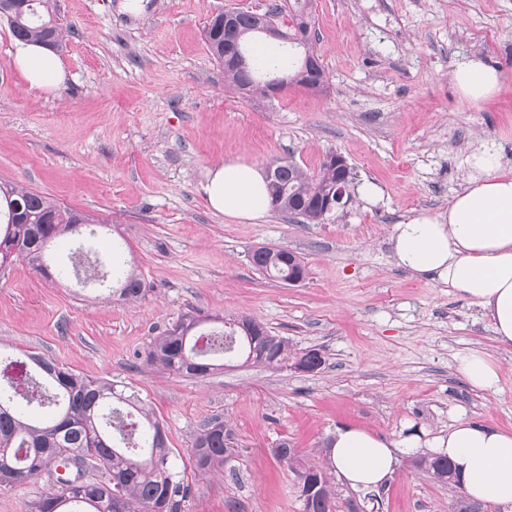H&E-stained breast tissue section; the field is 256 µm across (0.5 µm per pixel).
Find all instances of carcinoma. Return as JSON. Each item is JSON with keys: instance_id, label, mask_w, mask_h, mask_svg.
<instances>
[{"instance_id": "cac0c4a2", "label": "carcinoma", "mask_w": 512, "mask_h": 512, "mask_svg": "<svg viewBox=\"0 0 512 512\" xmlns=\"http://www.w3.org/2000/svg\"><path fill=\"white\" fill-rule=\"evenodd\" d=\"M315 0H277L263 13L241 11L231 27L221 16L207 23L204 38L210 54L224 65V83L243 98L266 97L278 86L285 70L258 62L257 47L265 44L266 30L279 28L282 43L302 57L317 55L313 13ZM0 18L12 35L25 42L64 45L63 27L56 20L54 0H0ZM298 84L318 90L326 85L323 65L306 72ZM267 177L271 207L297 216L304 224L325 220L324 204L335 196L342 172L324 158L310 171L294 161L272 160ZM88 216L61 208L51 197L20 186L0 184V265L24 259L37 271H46L49 244L65 234L95 235ZM288 249L259 246L250 254L252 265L263 275L286 280L291 272L308 275L306 263L296 258L289 266ZM123 300L145 295L143 281L130 273L115 289ZM203 320L186 315L154 337L143 363L188 377H201L218 368L216 360L237 356L243 362L282 370L297 361L300 350L288 338L277 336L248 316H232L223 327L204 328ZM24 401L46 408L44 417L32 420L15 405ZM234 432L215 416L197 428L192 444L196 470L224 468L232 449L225 439ZM81 456L90 478L72 484L55 483L50 491L27 504L26 512H151L168 507L183 512L191 494L171 464L172 449L164 426L145 410L135 393H126L106 378H95L36 354L20 360L0 352V488L42 475L53 477L50 466L72 454ZM275 458L293 471L312 472L318 482L314 498L304 512H336L338 493L324 466L302 461L297 449L282 442ZM414 465L450 485L452 465L442 455H422Z\"/></svg>"}]
</instances>
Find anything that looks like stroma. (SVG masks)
Here are the masks:
<instances>
[{
  "label": "stroma",
  "instance_id": "35a3bbf8",
  "mask_svg": "<svg viewBox=\"0 0 512 512\" xmlns=\"http://www.w3.org/2000/svg\"><path fill=\"white\" fill-rule=\"evenodd\" d=\"M269 2L143 0L132 15L122 0H56L64 80L50 91L20 77L0 20V182L102 221L95 249L147 288L126 302L14 262L0 274V345L138 391L193 487L185 512H303L298 479L272 450L285 441L321 461L343 425L433 437L462 413L512 430V353L474 306L396 266L390 247L394 224L447 208L474 150L512 166V0H317L325 89L243 99L225 88L204 27ZM473 56L502 76L477 105L450 79ZM330 152L355 179L323 223L232 220L207 202V171L226 160L314 170ZM262 245L301 256L308 278H266L249 261ZM186 314L253 316L324 364L299 373L231 359L198 378L145 366L151 339ZM472 350L499 361L496 393L459 376ZM213 416L229 421L235 453L229 470L201 473L193 434ZM375 492L380 512H451L452 491L407 457Z\"/></svg>",
  "mask_w": 512,
  "mask_h": 512
}]
</instances>
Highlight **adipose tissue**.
Wrapping results in <instances>:
<instances>
[{
  "mask_svg": "<svg viewBox=\"0 0 512 512\" xmlns=\"http://www.w3.org/2000/svg\"><path fill=\"white\" fill-rule=\"evenodd\" d=\"M14 65L29 87L55 88L64 78L58 57L36 43L18 45ZM468 102L492 97L500 73L481 59L466 57L450 72ZM469 176L447 210L422 211L394 225L390 242L394 263L452 288L488 321L499 348L512 349V167L490 148L468 157ZM204 192L213 211L230 219L256 220L270 210L261 165L228 160L207 173ZM473 388L496 392L500 373L487 353L472 351L458 362ZM442 454L452 462L459 489L471 501L512 507V431L458 415L447 434L422 440L415 433L395 441L359 427L338 429L331 461L337 477L358 490L377 487L395 471L401 456Z\"/></svg>",
  "mask_w": 512,
  "mask_h": 512,
  "instance_id": "obj_1",
  "label": "adipose tissue"
}]
</instances>
